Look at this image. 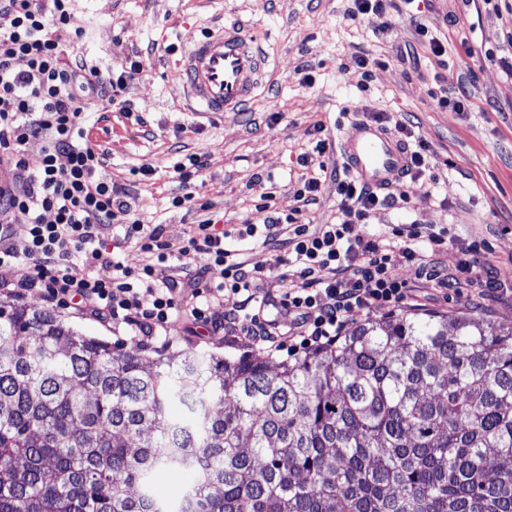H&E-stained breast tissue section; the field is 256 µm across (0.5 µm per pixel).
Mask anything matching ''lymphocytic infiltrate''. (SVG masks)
<instances>
[{"mask_svg": "<svg viewBox=\"0 0 512 512\" xmlns=\"http://www.w3.org/2000/svg\"><path fill=\"white\" fill-rule=\"evenodd\" d=\"M0 15L11 19L0 28V163L14 161L19 170L15 183L0 185V288L20 295L35 289L54 305L78 302L86 315L127 327L139 346L168 345L162 331L181 309L209 335L274 353L335 344L357 313L411 299L410 288L393 272L394 256L441 287L476 280L479 263L472 256L440 273L428 251L440 237L419 225L397 229L390 242L362 237L358 225L396 199L334 170L301 178L289 212L271 211L265 223L237 230L241 239L278 242L275 273L241 261L210 216L181 246L171 245L161 225L143 223L112 181L100 177L105 158L83 129V114L95 102L128 111L124 94L143 73L142 61L104 66L88 61L80 47L62 48L56 31L75 24L74 0H0ZM32 138L42 139L43 148L22 155ZM327 184L339 199L337 215L308 231L304 210ZM17 222L27 226L20 240L11 229ZM286 224L293 234L279 239ZM105 225L117 239L152 254L154 263L133 270L115 260L100 239ZM197 254L207 255V264L194 266ZM168 262L182 269L181 278H157V265ZM100 264L111 265V278L96 275ZM291 269L307 278L304 292L288 288ZM146 294L152 298L148 306L142 303ZM204 294L215 300L232 295L238 302L218 314L200 304Z\"/></svg>", "mask_w": 512, "mask_h": 512, "instance_id": "1", "label": "lymphocytic infiltrate"}]
</instances>
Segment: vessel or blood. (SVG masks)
Wrapping results in <instances>:
<instances>
[{
    "mask_svg": "<svg viewBox=\"0 0 512 512\" xmlns=\"http://www.w3.org/2000/svg\"><path fill=\"white\" fill-rule=\"evenodd\" d=\"M178 89L188 111L238 112L266 84L267 59L244 24L223 22L187 40L178 61ZM345 167L364 184L383 188L402 177L408 153L381 127L357 121L339 139Z\"/></svg>",
    "mask_w": 512,
    "mask_h": 512,
    "instance_id": "vessel-or-blood-1",
    "label": "vessel or blood"
}]
</instances>
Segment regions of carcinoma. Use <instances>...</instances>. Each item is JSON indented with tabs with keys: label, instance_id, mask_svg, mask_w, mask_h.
Segmentation results:
<instances>
[{
	"label": "carcinoma",
	"instance_id": "obj_1",
	"mask_svg": "<svg viewBox=\"0 0 512 512\" xmlns=\"http://www.w3.org/2000/svg\"><path fill=\"white\" fill-rule=\"evenodd\" d=\"M0 512H512V324L392 316L272 367L0 305ZM182 481L172 479L166 472H160L155 476L153 491L162 500L172 504L181 492Z\"/></svg>",
	"mask_w": 512,
	"mask_h": 512
}]
</instances>
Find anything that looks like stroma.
Instances as JSON below:
<instances>
[{
  "instance_id": "stroma-1",
  "label": "stroma",
  "mask_w": 512,
  "mask_h": 512,
  "mask_svg": "<svg viewBox=\"0 0 512 512\" xmlns=\"http://www.w3.org/2000/svg\"><path fill=\"white\" fill-rule=\"evenodd\" d=\"M351 7L350 0H77L85 36L60 27L63 47L82 43L90 61L103 65L136 58L145 66L125 94L131 113L99 108L84 119L106 159L101 176L134 197L143 223L162 225L165 239L178 245L200 217L169 203L182 190L173 171L178 158H204L189 188L231 231L264 222L259 181H270L273 209L294 207L299 177L319 172L317 165L299 163L311 147L315 121H323L334 140L350 114L385 112L429 146L434 175L398 181L396 207L373 211L360 235L389 239L404 224L444 225L447 240L435 255L442 269H453L472 248L481 264L512 282V76L502 65L512 58V0H422V23L448 48L441 59L407 14L392 11V27L382 37L365 18H351ZM225 20L244 23L259 38L274 77L244 111L200 117L187 112L177 92L178 51L189 35ZM362 56L373 66L358 67ZM304 72L312 85H301ZM446 73L453 74L452 84L441 82ZM444 94L462 98L464 111H440L436 99ZM394 273L413 290L401 313L512 322V289L441 288L416 279L401 258ZM189 327L184 316L172 317L170 344L146 348V355L247 352L274 364L289 358L285 351L232 347L205 332L194 336Z\"/></svg>"
}]
</instances>
